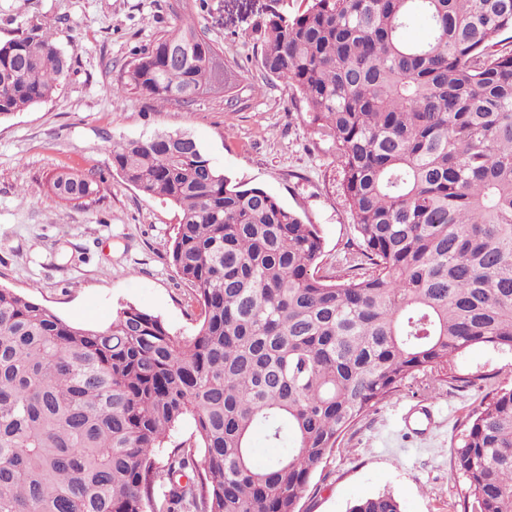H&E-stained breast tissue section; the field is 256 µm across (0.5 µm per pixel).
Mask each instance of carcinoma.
Instances as JSON below:
<instances>
[{
  "label": "carcinoma",
  "instance_id": "cac0c4a2",
  "mask_svg": "<svg viewBox=\"0 0 512 512\" xmlns=\"http://www.w3.org/2000/svg\"><path fill=\"white\" fill-rule=\"evenodd\" d=\"M174 23L112 81L115 101L218 91L219 48ZM422 22L429 36L410 41ZM512 0H307L271 12L261 66L336 146L357 249L319 274L316 225L218 170L194 138L112 146V167L180 210L170 262L200 307L188 334L133 306L102 328L0 288V512H300L340 438L377 404L481 345L512 350ZM68 61L51 34L0 44V120L46 102ZM55 194L92 181L61 172ZM198 445L171 431L185 417ZM288 452L265 466L252 435ZM455 466L467 512H512V386L477 408ZM348 512H401L381 493Z\"/></svg>",
  "mask_w": 512,
  "mask_h": 512
}]
</instances>
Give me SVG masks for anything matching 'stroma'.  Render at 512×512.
I'll use <instances>...</instances> for the list:
<instances>
[{"label":"stroma","mask_w":512,"mask_h":512,"mask_svg":"<svg viewBox=\"0 0 512 512\" xmlns=\"http://www.w3.org/2000/svg\"><path fill=\"white\" fill-rule=\"evenodd\" d=\"M170 0H0V43L54 33L69 69L52 99L0 120V287L89 327L131 305L188 329L190 287L168 252L179 210L126 184L113 143L185 133L235 181L262 187L316 224L322 267L335 271L354 238L331 140L309 125L305 101L259 64L271 11L303 0H197L194 17L220 49L223 91L189 105L131 95L113 103L112 80L173 23ZM92 180L96 195L68 203L52 175ZM473 385L437 392L415 383L345 435L312 476L300 512H347L358 499L395 495L401 512H464L467 479L453 465L463 424L493 390L512 384V351L474 347L455 361ZM434 401L440 427L426 439L402 427L404 408Z\"/></svg>","instance_id":"obj_1"}]
</instances>
